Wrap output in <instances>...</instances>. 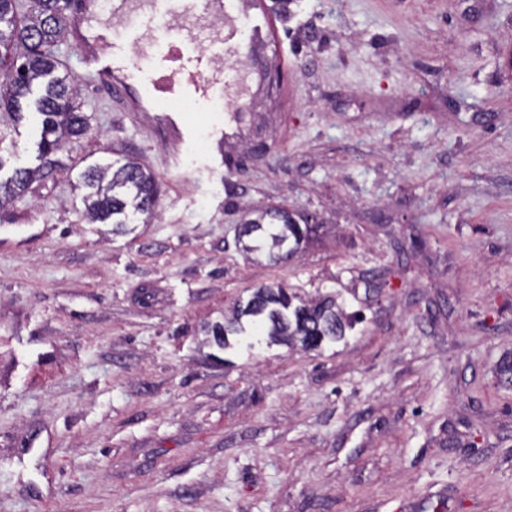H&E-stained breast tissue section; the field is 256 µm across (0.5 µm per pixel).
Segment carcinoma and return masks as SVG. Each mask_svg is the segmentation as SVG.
<instances>
[{
  "instance_id": "carcinoma-1",
  "label": "carcinoma",
  "mask_w": 512,
  "mask_h": 512,
  "mask_svg": "<svg viewBox=\"0 0 512 512\" xmlns=\"http://www.w3.org/2000/svg\"><path fill=\"white\" fill-rule=\"evenodd\" d=\"M64 34L63 0H0V113L17 123L32 105L41 116L40 164L17 168L0 182V207L34 180L54 174V156L63 142L89 132V116L74 103L75 80L54 75ZM36 84L41 85L40 94L32 99ZM80 187L84 216L92 223L112 225L114 234L131 232L128 225L138 216L152 214L159 193L153 174L132 159L87 167L80 174ZM317 229L316 224H299L288 211L276 209L242 224L241 236L253 238L257 249L270 245V261L277 265L293 258ZM244 317L252 318L256 329L266 330L271 340L303 349L344 340L354 323L334 298L299 300L276 284L254 291L231 319L213 329V335L245 333ZM497 375L499 385L511 390L512 352L500 362Z\"/></svg>"
}]
</instances>
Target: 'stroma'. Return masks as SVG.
I'll list each match as a JSON object with an SVG mask.
<instances>
[{
  "label": "stroma",
  "instance_id": "obj_1",
  "mask_svg": "<svg viewBox=\"0 0 512 512\" xmlns=\"http://www.w3.org/2000/svg\"><path fill=\"white\" fill-rule=\"evenodd\" d=\"M273 86L206 153L87 78L90 133L0 208V512H512V0H291ZM41 117L0 143L37 166ZM153 172L134 233L81 216L90 164ZM322 227L246 252L247 209ZM282 283L333 295L346 341L289 351L204 333ZM232 117L224 123V129L217 130L213 133V141L216 143L218 152H223L224 142L240 138L242 136L243 127L238 119L242 109H234Z\"/></svg>",
  "mask_w": 512,
  "mask_h": 512
}]
</instances>
